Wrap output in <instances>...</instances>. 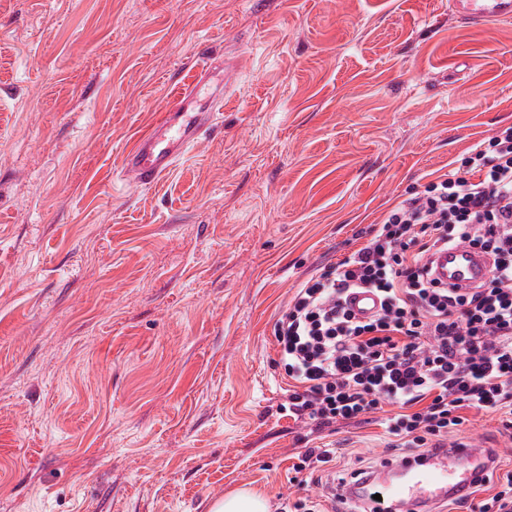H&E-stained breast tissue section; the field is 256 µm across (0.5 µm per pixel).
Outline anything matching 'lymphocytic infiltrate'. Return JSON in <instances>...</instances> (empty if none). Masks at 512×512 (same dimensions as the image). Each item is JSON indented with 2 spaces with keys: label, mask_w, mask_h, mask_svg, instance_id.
Returning a JSON list of instances; mask_svg holds the SVG:
<instances>
[{
  "label": "lymphocytic infiltrate",
  "mask_w": 512,
  "mask_h": 512,
  "mask_svg": "<svg viewBox=\"0 0 512 512\" xmlns=\"http://www.w3.org/2000/svg\"><path fill=\"white\" fill-rule=\"evenodd\" d=\"M467 243L492 260L468 293L439 286L431 258ZM358 290L380 306L362 319ZM291 381L288 413L314 431L395 406L397 448L435 447L465 411L512 427V126L472 147L424 190L394 203L359 249L303 281L274 327Z\"/></svg>",
  "instance_id": "1"
}]
</instances>
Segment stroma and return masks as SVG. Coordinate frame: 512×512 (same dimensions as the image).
Wrapping results in <instances>:
<instances>
[{"instance_id": "35a3bbf8", "label": "stroma", "mask_w": 512, "mask_h": 512, "mask_svg": "<svg viewBox=\"0 0 512 512\" xmlns=\"http://www.w3.org/2000/svg\"><path fill=\"white\" fill-rule=\"evenodd\" d=\"M223 111L151 188L116 172L203 66ZM512 126V20L448 0H0V512H329L378 416L315 443L274 325L393 201ZM461 436L512 469V428ZM448 14L471 24L512 19V0H448ZM303 452L298 453L299 464L294 468L300 472L310 470L313 474L320 467L332 462L335 449L332 448H303ZM210 512H267L266 500L253 492L246 490L224 497L216 502Z\"/></svg>"}]
</instances>
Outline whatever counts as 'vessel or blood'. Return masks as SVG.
I'll return each mask as SVG.
<instances>
[{"label":"vessel or blood","instance_id":"obj_1","mask_svg":"<svg viewBox=\"0 0 512 512\" xmlns=\"http://www.w3.org/2000/svg\"><path fill=\"white\" fill-rule=\"evenodd\" d=\"M448 13L466 23L493 24L512 19V0H448ZM196 93L192 86L180 89L123 154L121 171L129 182L139 187L154 185L213 126L221 102H214L208 112L193 111ZM489 268L484 253L462 243L437 256L435 275L465 292L484 282ZM495 456L494 449L463 439L423 454L405 453L383 461L369 476L342 486L339 493L343 501L366 507L371 502L368 488L375 485L382 496L381 512H414L421 503L438 505L467 497L486 479Z\"/></svg>","mask_w":512,"mask_h":512}]
</instances>
